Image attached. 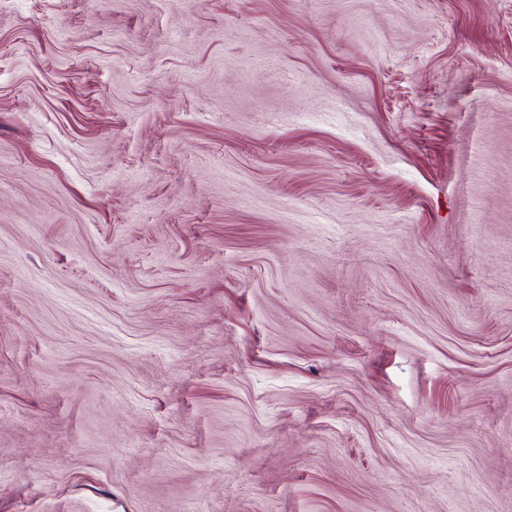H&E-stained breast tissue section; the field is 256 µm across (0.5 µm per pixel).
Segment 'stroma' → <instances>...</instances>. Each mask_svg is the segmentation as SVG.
<instances>
[{
  "label": "stroma",
  "instance_id": "obj_1",
  "mask_svg": "<svg viewBox=\"0 0 512 512\" xmlns=\"http://www.w3.org/2000/svg\"><path fill=\"white\" fill-rule=\"evenodd\" d=\"M0 512H512V0H0Z\"/></svg>",
  "mask_w": 512,
  "mask_h": 512
}]
</instances>
